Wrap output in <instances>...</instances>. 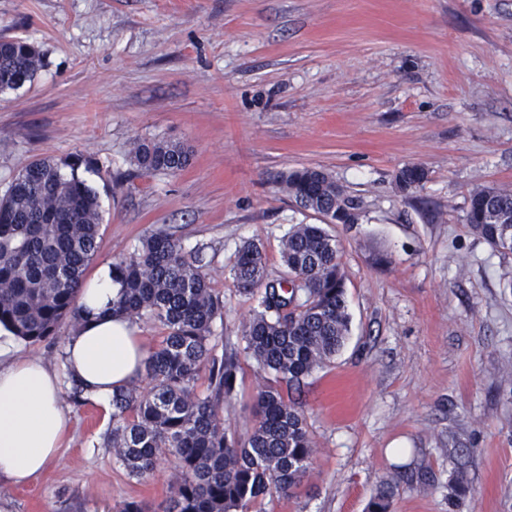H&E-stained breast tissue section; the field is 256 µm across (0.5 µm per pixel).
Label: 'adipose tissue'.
Wrapping results in <instances>:
<instances>
[{
    "label": "adipose tissue",
    "mask_w": 512,
    "mask_h": 512,
    "mask_svg": "<svg viewBox=\"0 0 512 512\" xmlns=\"http://www.w3.org/2000/svg\"><path fill=\"white\" fill-rule=\"evenodd\" d=\"M119 292L107 265L83 286L81 318L58 371L18 358L11 332L0 330V487L27 484L56 460L71 422L61 400L65 379L106 408L142 375L150 350L134 321L113 315Z\"/></svg>",
    "instance_id": "obj_1"
}]
</instances>
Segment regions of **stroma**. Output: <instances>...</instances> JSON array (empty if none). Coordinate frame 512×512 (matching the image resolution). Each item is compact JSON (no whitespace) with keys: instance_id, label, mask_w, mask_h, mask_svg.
I'll return each mask as SVG.
<instances>
[{"instance_id":"35a3bbf8","label":"stroma","mask_w":512,"mask_h":512,"mask_svg":"<svg viewBox=\"0 0 512 512\" xmlns=\"http://www.w3.org/2000/svg\"><path fill=\"white\" fill-rule=\"evenodd\" d=\"M40 49L31 83L0 93V194L50 158L98 194V253L132 256L163 229L196 256L223 302L215 356L241 346L253 300L230 270L261 243L270 276L294 224L321 218L280 191L286 172L330 174L359 204L341 243L351 329L295 397L315 454L307 494L265 512H364L395 484L391 512H512V254L466 223L471 192L512 189V0H0V37ZM190 147L176 175H139V141ZM426 172L401 191L405 166ZM75 324L18 354L62 367ZM240 398L220 414L252 425ZM73 426L33 482L0 492L7 512L156 507L171 462L128 475L106 441L112 415L65 394ZM464 473L466 492L448 503Z\"/></svg>"}]
</instances>
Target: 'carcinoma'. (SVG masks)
Returning a JSON list of instances; mask_svg holds the SVG:
<instances>
[{"mask_svg":"<svg viewBox=\"0 0 512 512\" xmlns=\"http://www.w3.org/2000/svg\"><path fill=\"white\" fill-rule=\"evenodd\" d=\"M42 67L37 46L0 38V92L31 82ZM181 142L137 143L130 160L144 175H175L189 162ZM426 172L406 166L398 187H419ZM280 189L319 216L355 210L356 199L326 172H286ZM469 229L493 249L512 253V191L478 188L470 194ZM96 191L40 159L24 165L0 196V326L35 344L55 335L63 320L80 318L77 300L100 239ZM339 243L319 224H294L281 240L286 274L273 279L255 242L237 251L233 277L256 301L242 334V354H212L213 323L222 304L206 276L171 234L157 230L133 255L112 264L121 293L112 313L150 318L166 330L145 364L149 391L131 387L112 396V447L128 474L149 477L171 460L177 479L159 512H263L274 495L298 496L314 455L306 416L281 385L300 389L331 362L350 332ZM265 374L253 396V423L241 438L224 425L220 405L238 394L240 359ZM209 373L208 392L194 384ZM395 486L384 483L366 512H391Z\"/></svg>","mask_w":512,"mask_h":512,"instance_id":"carcinoma-1","label":"carcinoma"}]
</instances>
